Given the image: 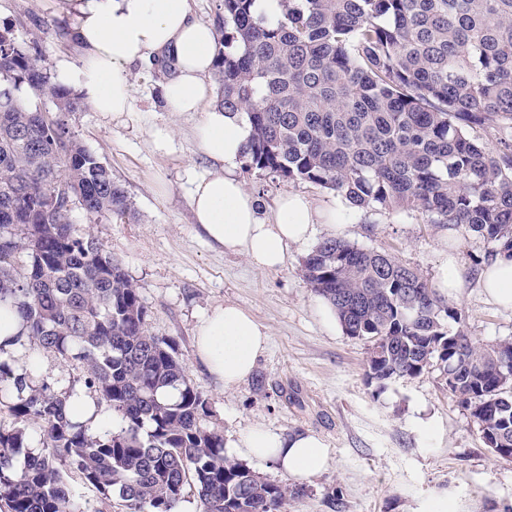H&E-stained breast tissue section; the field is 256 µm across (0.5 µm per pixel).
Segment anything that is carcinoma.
<instances>
[{"label": "carcinoma", "mask_w": 512, "mask_h": 512, "mask_svg": "<svg viewBox=\"0 0 512 512\" xmlns=\"http://www.w3.org/2000/svg\"><path fill=\"white\" fill-rule=\"evenodd\" d=\"M216 105L246 116L245 171L308 182L360 208L417 213L474 232L512 258V0H224ZM79 97L0 25V308L21 329L0 343V512H93L75 472L124 512H287L304 486L276 484L224 453L206 398L122 264L73 214L133 216L132 203L70 122ZM487 128L495 147L479 142ZM307 283L345 333L369 343L379 384L436 367L448 394L512 461V339L477 345L460 310L386 252L326 238ZM32 344L84 366L98 423L18 366ZM177 392L166 396L167 389ZM34 427L41 451H27Z\"/></svg>", "instance_id": "carcinoma-1"}]
</instances>
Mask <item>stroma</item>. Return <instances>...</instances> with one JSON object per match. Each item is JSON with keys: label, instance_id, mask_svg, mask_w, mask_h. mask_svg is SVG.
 <instances>
[{"label": "stroma", "instance_id": "1", "mask_svg": "<svg viewBox=\"0 0 512 512\" xmlns=\"http://www.w3.org/2000/svg\"><path fill=\"white\" fill-rule=\"evenodd\" d=\"M3 23L41 54L58 86L79 94L75 5L0 0ZM127 78L128 112L114 116L88 108L72 123L127 191L136 217L91 221L77 213L73 220L121 261L148 308L150 332L174 341L190 382L209 402L203 426L228 443L254 428L323 438L329 466L307 480V494L291 500L288 512H426L443 492L455 512H512V462L497 459L484 444L478 425L449 397L439 370L378 384L367 376L368 343L323 323L320 298L302 263L329 229L318 226L312 241L289 246L284 266L273 271L210 243L190 205L196 181L220 168L197 139L200 114L165 108L164 76L157 68L137 67ZM160 131L170 134L162 147L156 142ZM233 173L257 198L261 219L272 218L280 198L303 195L313 208L335 211L342 239L388 252L429 282L438 278L444 248L455 249L469 273L453 301L464 331L477 344L512 338V310L491 302L477 282L478 261L487 250L478 234L458 232L444 244V225L422 216L360 209L332 190L238 165ZM224 303L238 305L270 335L253 373L228 389L203 367L193 345L201 317ZM13 352L37 379L60 388L77 383L84 372L81 363L34 346ZM336 498L341 508L333 507Z\"/></svg>", "mask_w": 512, "mask_h": 512}]
</instances>
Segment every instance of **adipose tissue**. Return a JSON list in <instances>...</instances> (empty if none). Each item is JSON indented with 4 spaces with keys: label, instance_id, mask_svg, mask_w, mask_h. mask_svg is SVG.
<instances>
[{
    "label": "adipose tissue",
    "instance_id": "obj_1",
    "mask_svg": "<svg viewBox=\"0 0 512 512\" xmlns=\"http://www.w3.org/2000/svg\"><path fill=\"white\" fill-rule=\"evenodd\" d=\"M75 36L84 49L82 86L98 112L120 114L130 106L127 72L165 61L164 100L170 111L195 112L206 155L225 164L200 179L192 193L196 224L216 245L242 253L262 269L282 266L290 245L308 242L323 215L299 195L282 198L272 220L259 218L255 199L230 171L249 135L246 124L219 106H207V84L216 51L214 29L195 20L187 0H78ZM495 304L512 309V260L496 259L479 274ZM269 334L236 305L217 306L200 322L195 351L207 370L231 388L253 372ZM235 446L245 459L272 460L293 478H311L328 466L324 440L309 431L291 434L253 429Z\"/></svg>",
    "mask_w": 512,
    "mask_h": 512
}]
</instances>
